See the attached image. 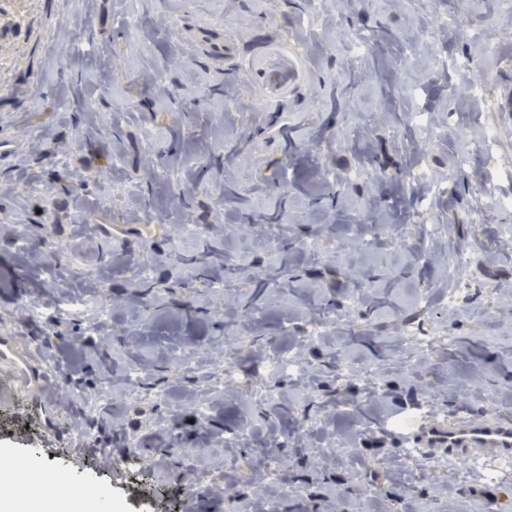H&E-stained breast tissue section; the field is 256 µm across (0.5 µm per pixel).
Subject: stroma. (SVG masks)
<instances>
[{
	"instance_id": "obj_1",
	"label": "stroma",
	"mask_w": 512,
	"mask_h": 512,
	"mask_svg": "<svg viewBox=\"0 0 512 512\" xmlns=\"http://www.w3.org/2000/svg\"><path fill=\"white\" fill-rule=\"evenodd\" d=\"M358 37L363 58L347 51ZM511 58L500 0H0V87L13 90L0 141L15 148L0 157V329L34 343L55 394L0 406L16 422L0 457L110 483L120 512L256 501L260 447L284 460L278 483L303 490L288 512L363 496L372 512L442 498L448 512H512V470L487 484L448 455L449 428L512 427V211L499 206L512 118L495 99ZM288 65L294 84L260 96L258 76ZM413 112L432 126L412 127ZM413 169L427 182H408ZM100 286L112 319L87 335L60 302ZM31 301L42 317L22 314ZM320 320L327 335L298 344ZM418 324L452 345L401 347ZM222 348L241 382L201 421L188 399L206 395ZM288 353L307 372L280 384L267 366ZM130 361L146 368L137 391L122 381ZM106 384L114 399L89 407ZM392 415L415 421L399 432ZM234 430L236 448L217 446ZM410 445L428 454L413 488ZM228 455L223 496L188 485L189 465Z\"/></svg>"
}]
</instances>
